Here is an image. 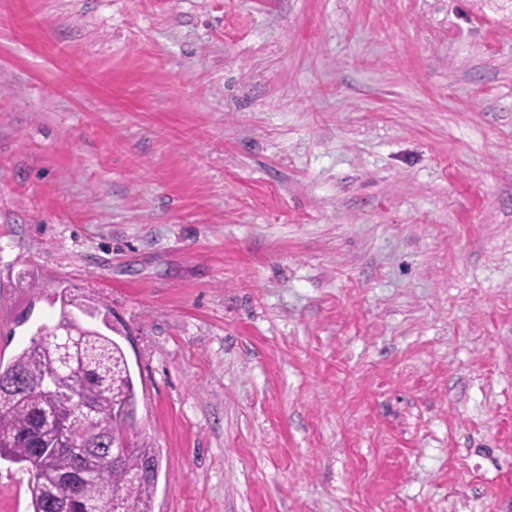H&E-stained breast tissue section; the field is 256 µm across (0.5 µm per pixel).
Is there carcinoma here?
<instances>
[{
    "label": "carcinoma",
    "instance_id": "carcinoma-1",
    "mask_svg": "<svg viewBox=\"0 0 512 512\" xmlns=\"http://www.w3.org/2000/svg\"><path fill=\"white\" fill-rule=\"evenodd\" d=\"M99 310L63 293L58 318L38 327L39 339L0 364V459L27 468L32 512H151L156 477L142 479L143 462L159 465L145 440H133L116 461L112 444L130 437L136 424L137 390L120 342L94 326L48 342L56 326L73 323L72 310ZM80 428L103 451L57 449L60 435Z\"/></svg>",
    "mask_w": 512,
    "mask_h": 512
}]
</instances>
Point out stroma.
<instances>
[{
  "label": "stroma",
  "mask_w": 512,
  "mask_h": 512,
  "mask_svg": "<svg viewBox=\"0 0 512 512\" xmlns=\"http://www.w3.org/2000/svg\"><path fill=\"white\" fill-rule=\"evenodd\" d=\"M63 287L153 512H512V0H0L1 362Z\"/></svg>",
  "instance_id": "35a3bbf8"
}]
</instances>
